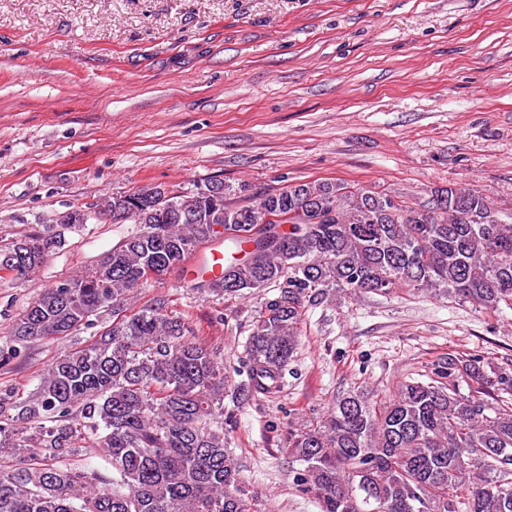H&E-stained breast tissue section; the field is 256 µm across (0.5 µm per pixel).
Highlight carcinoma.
Segmentation results:
<instances>
[{
	"instance_id": "obj_1",
	"label": "carcinoma",
	"mask_w": 512,
	"mask_h": 512,
	"mask_svg": "<svg viewBox=\"0 0 512 512\" xmlns=\"http://www.w3.org/2000/svg\"><path fill=\"white\" fill-rule=\"evenodd\" d=\"M210 180L185 195L146 185L96 204L138 232L96 264L44 290L15 321L18 342L91 343L55 358L24 397L0 395V512H259L227 448L226 376L168 299L141 301L155 273L224 242V276L193 287L227 296L277 288L256 308L239 404L274 401L306 308L338 294L417 290L487 312L512 308V214L476 189L424 205L341 181L288 184L238 205ZM60 245L34 233L0 248V279L35 273ZM471 381L468 393L459 382ZM512 370L450 355L426 379L382 397L352 392L318 421L288 427L294 483L320 512H512ZM100 450L111 475L60 464Z\"/></svg>"
}]
</instances>
